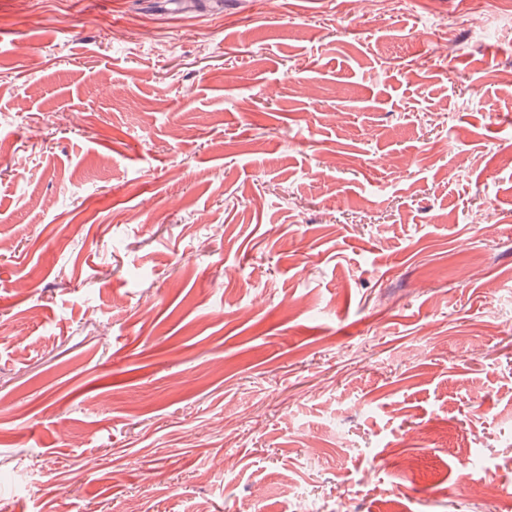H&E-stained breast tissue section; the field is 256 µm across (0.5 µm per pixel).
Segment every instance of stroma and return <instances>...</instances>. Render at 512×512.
I'll list each match as a JSON object with an SVG mask.
<instances>
[{
	"mask_svg": "<svg viewBox=\"0 0 512 512\" xmlns=\"http://www.w3.org/2000/svg\"><path fill=\"white\" fill-rule=\"evenodd\" d=\"M214 2L0 0V512H512V22Z\"/></svg>",
	"mask_w": 512,
	"mask_h": 512,
	"instance_id": "35a3bbf8",
	"label": "stroma"
}]
</instances>
